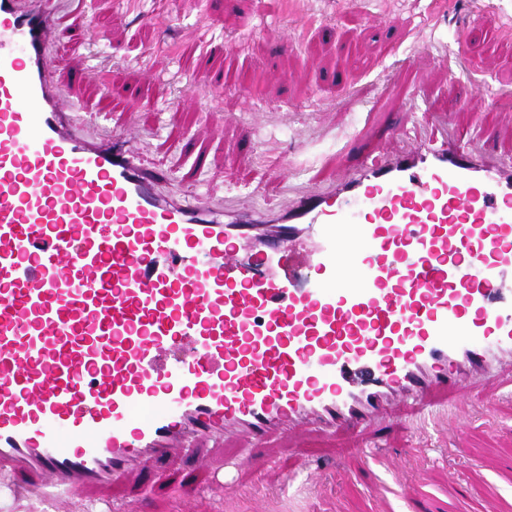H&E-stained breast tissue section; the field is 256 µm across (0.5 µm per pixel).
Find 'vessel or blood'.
Instances as JSON below:
<instances>
[{
	"mask_svg": "<svg viewBox=\"0 0 512 512\" xmlns=\"http://www.w3.org/2000/svg\"><path fill=\"white\" fill-rule=\"evenodd\" d=\"M44 0H0V497L102 500L244 437L376 428L512 368V161L378 132L336 186L237 224L70 120Z\"/></svg>",
	"mask_w": 512,
	"mask_h": 512,
	"instance_id": "obj_1",
	"label": "vessel or blood"
}]
</instances>
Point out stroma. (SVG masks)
Segmentation results:
<instances>
[{"label": "stroma", "mask_w": 512, "mask_h": 512, "mask_svg": "<svg viewBox=\"0 0 512 512\" xmlns=\"http://www.w3.org/2000/svg\"><path fill=\"white\" fill-rule=\"evenodd\" d=\"M64 34L88 26L99 40L55 49L61 78L100 71L86 84L74 116L114 134L140 132L145 165L167 172L188 194L212 196L245 210L279 208L336 177L337 155L368 118L399 123L407 144L449 115L459 144L479 143L487 128L512 156V0H58ZM498 17L471 29L474 13ZM287 29L296 43L276 47L269 35ZM466 45H457L458 32ZM446 54L439 64L437 54ZM212 80L199 84V63ZM255 70L261 96L225 85L228 68ZM152 70L139 99L128 89L141 68ZM481 88L482 111H459L462 84ZM262 113L254 121V113ZM291 171L281 179V171ZM460 428L420 431L412 409L391 412L385 432L308 436L321 465L309 482L287 449H267L263 474L238 448L215 449L219 472L193 473L199 491L190 512H512V373L471 388L454 402ZM399 460L388 471L367 448ZM183 459L133 491H112L113 507L171 512L170 488Z\"/></svg>", "instance_id": "35a3bbf8"}]
</instances>
